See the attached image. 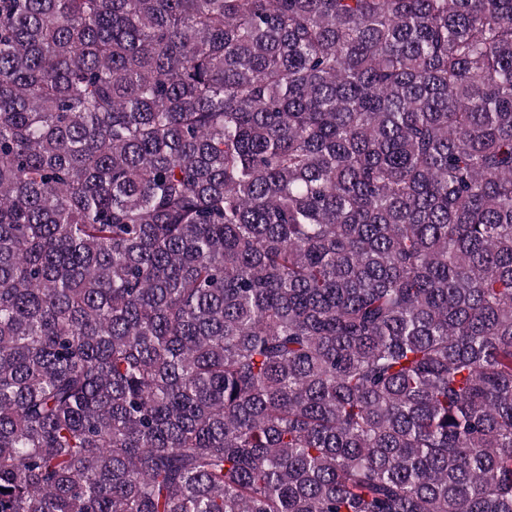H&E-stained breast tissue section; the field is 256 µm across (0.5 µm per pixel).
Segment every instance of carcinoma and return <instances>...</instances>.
<instances>
[{
	"mask_svg": "<svg viewBox=\"0 0 512 512\" xmlns=\"http://www.w3.org/2000/svg\"><path fill=\"white\" fill-rule=\"evenodd\" d=\"M0 512H512V0H0Z\"/></svg>",
	"mask_w": 512,
	"mask_h": 512,
	"instance_id": "cac0c4a2",
	"label": "carcinoma"
}]
</instances>
